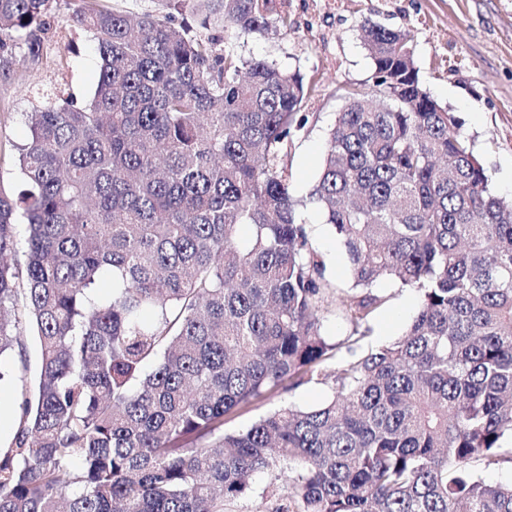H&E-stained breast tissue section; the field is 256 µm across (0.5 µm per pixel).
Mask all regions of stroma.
Listing matches in <instances>:
<instances>
[{
    "label": "stroma",
    "instance_id": "35a3bbf8",
    "mask_svg": "<svg viewBox=\"0 0 512 512\" xmlns=\"http://www.w3.org/2000/svg\"><path fill=\"white\" fill-rule=\"evenodd\" d=\"M278 9L288 18L287 28L242 39L238 51L300 71L314 87L303 110L306 125L288 154L297 193H306L319 174L345 89L363 86L370 75L371 61L360 39V25L368 18L410 32L423 86L459 118L493 192L512 199V0H278ZM99 69L89 34L63 21L38 62L11 63L9 76H0V184L18 177L15 147L27 136L26 113L39 105L43 93L63 88L77 104H85ZM303 219L314 247L326 259L328 279L338 293H345L352 280L333 229L317 205H308ZM376 290L387 302L369 323L370 345L402 335L419 306L416 291L389 280H380ZM331 395L328 383L285 385L272 398L253 401L230 426L247 427L282 406L314 407ZM292 474L289 468L257 474L252 492L226 502L225 512H271L287 501Z\"/></svg>",
    "mask_w": 512,
    "mask_h": 512
}]
</instances>
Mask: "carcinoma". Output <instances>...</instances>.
I'll return each mask as SVG.
<instances>
[{
    "label": "carcinoma",
    "instance_id": "carcinoma-1",
    "mask_svg": "<svg viewBox=\"0 0 512 512\" xmlns=\"http://www.w3.org/2000/svg\"><path fill=\"white\" fill-rule=\"evenodd\" d=\"M196 5L203 37L174 13ZM63 0H0V52L40 58ZM101 60L83 107L26 114L20 187H0V357L41 348L0 448V512H224L297 461L273 512H512V203L419 79L408 32L361 24L372 70L346 90L308 196L288 143L313 87L243 58L288 26L276 0H75ZM315 202L352 272L356 326L330 340L335 287L299 208ZM386 278L420 296L405 333L356 344ZM333 397L245 429L226 418L284 383Z\"/></svg>",
    "mask_w": 512,
    "mask_h": 512
}]
</instances>
